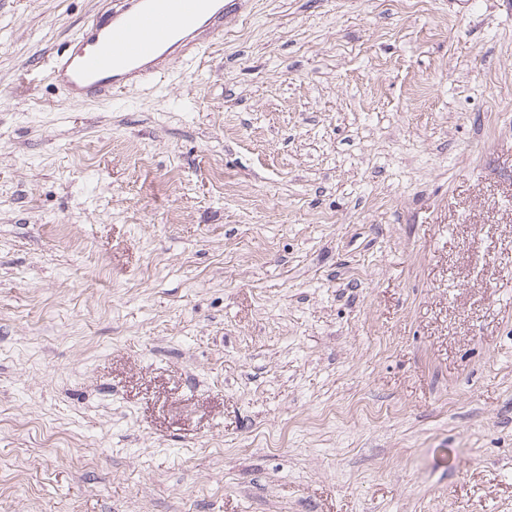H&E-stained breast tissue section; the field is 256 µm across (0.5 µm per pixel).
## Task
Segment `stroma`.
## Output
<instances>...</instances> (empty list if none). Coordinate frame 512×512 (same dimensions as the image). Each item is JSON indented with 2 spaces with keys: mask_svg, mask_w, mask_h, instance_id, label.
<instances>
[{
  "mask_svg": "<svg viewBox=\"0 0 512 512\" xmlns=\"http://www.w3.org/2000/svg\"><path fill=\"white\" fill-rule=\"evenodd\" d=\"M106 3L0 0V512H512V0L64 99Z\"/></svg>",
  "mask_w": 512,
  "mask_h": 512,
  "instance_id": "35a3bbf8",
  "label": "stroma"
}]
</instances>
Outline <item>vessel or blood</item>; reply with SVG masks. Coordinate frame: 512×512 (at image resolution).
Returning a JSON list of instances; mask_svg holds the SVG:
<instances>
[{
	"mask_svg": "<svg viewBox=\"0 0 512 512\" xmlns=\"http://www.w3.org/2000/svg\"><path fill=\"white\" fill-rule=\"evenodd\" d=\"M235 0H110L81 30L75 48L48 61L56 89L73 101L116 95L200 54L224 35Z\"/></svg>",
	"mask_w": 512,
	"mask_h": 512,
	"instance_id": "obj_1",
	"label": "vessel or blood"
}]
</instances>
